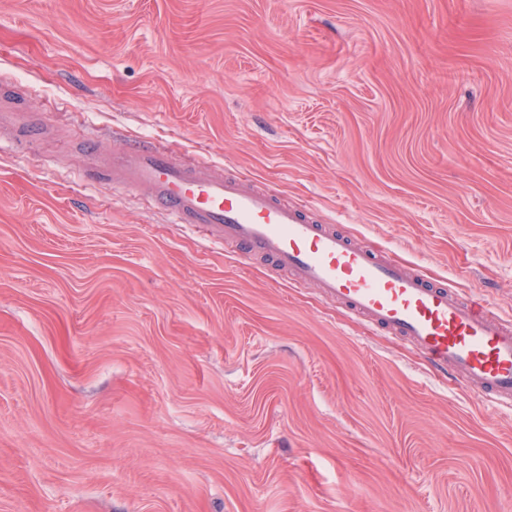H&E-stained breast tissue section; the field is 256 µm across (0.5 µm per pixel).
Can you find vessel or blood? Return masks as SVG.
<instances>
[{"label": "vessel or blood", "instance_id": "b4317fda", "mask_svg": "<svg viewBox=\"0 0 512 512\" xmlns=\"http://www.w3.org/2000/svg\"><path fill=\"white\" fill-rule=\"evenodd\" d=\"M81 149L97 161L83 185L106 180L147 192L169 223L202 229L213 244L234 246L243 262L263 258L273 279L286 274L317 288L410 344L482 400L512 409V320L496 303L461 297L217 165L150 143L108 155L93 136L82 139Z\"/></svg>", "mask_w": 512, "mask_h": 512}]
</instances>
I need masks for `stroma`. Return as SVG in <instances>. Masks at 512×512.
Listing matches in <instances>:
<instances>
[{
    "instance_id": "35a3bbf8",
    "label": "stroma",
    "mask_w": 512,
    "mask_h": 512,
    "mask_svg": "<svg viewBox=\"0 0 512 512\" xmlns=\"http://www.w3.org/2000/svg\"><path fill=\"white\" fill-rule=\"evenodd\" d=\"M0 512H512V410L142 192L163 142L512 317V0H0Z\"/></svg>"
}]
</instances>
